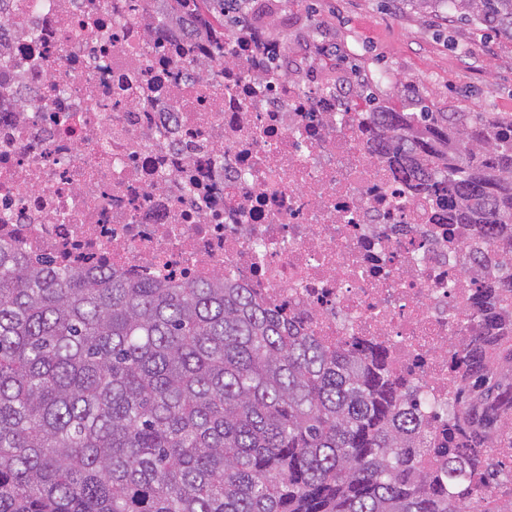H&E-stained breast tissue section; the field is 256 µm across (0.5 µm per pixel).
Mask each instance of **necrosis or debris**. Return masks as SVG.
<instances>
[{"mask_svg": "<svg viewBox=\"0 0 512 512\" xmlns=\"http://www.w3.org/2000/svg\"><path fill=\"white\" fill-rule=\"evenodd\" d=\"M269 26L223 48L166 0H0V241L169 281L223 276L325 346L374 343L436 418L464 378L478 287L512 252L368 147L348 79L267 71Z\"/></svg>", "mask_w": 512, "mask_h": 512, "instance_id": "necrosis-or-debris-1", "label": "necrosis or debris"}]
</instances>
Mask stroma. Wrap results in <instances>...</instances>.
Wrapping results in <instances>:
<instances>
[{
  "instance_id": "1",
  "label": "stroma",
  "mask_w": 512,
  "mask_h": 512,
  "mask_svg": "<svg viewBox=\"0 0 512 512\" xmlns=\"http://www.w3.org/2000/svg\"><path fill=\"white\" fill-rule=\"evenodd\" d=\"M309 59L336 47L338 68L380 97L420 99L434 112L512 113V44L445 12L416 13L406 0H301Z\"/></svg>"
}]
</instances>
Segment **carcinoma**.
Returning a JSON list of instances; mask_svg holds the SVG:
<instances>
[{"instance_id": "1", "label": "carcinoma", "mask_w": 512, "mask_h": 512, "mask_svg": "<svg viewBox=\"0 0 512 512\" xmlns=\"http://www.w3.org/2000/svg\"><path fill=\"white\" fill-rule=\"evenodd\" d=\"M512 41V0H409ZM191 4L211 37L251 22ZM381 159L512 250V115L407 112L358 84ZM512 273L482 288L448 407L456 446L423 459L420 413L372 350L286 329L250 291L34 262L0 242V512H489L488 448L512 447Z\"/></svg>"}]
</instances>
